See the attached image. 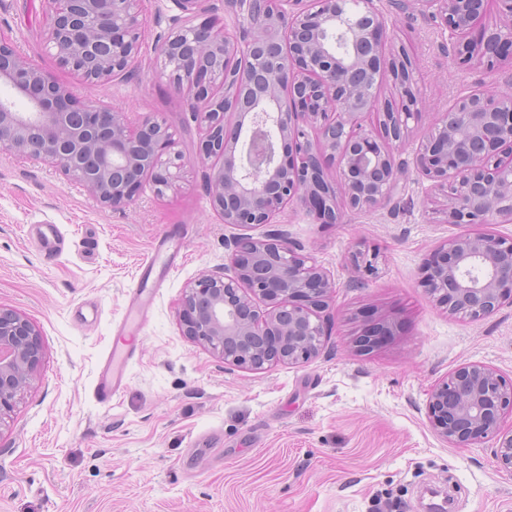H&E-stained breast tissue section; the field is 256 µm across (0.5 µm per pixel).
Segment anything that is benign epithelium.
I'll use <instances>...</instances> for the list:
<instances>
[{"label":"benign epithelium","mask_w":512,"mask_h":512,"mask_svg":"<svg viewBox=\"0 0 512 512\" xmlns=\"http://www.w3.org/2000/svg\"><path fill=\"white\" fill-rule=\"evenodd\" d=\"M46 46L59 64L88 81L106 80L138 54L143 0H47ZM239 0L249 32L239 40L202 21L164 39V69L187 89L193 119L204 129L196 159L207 173L212 208L226 224L259 228L297 204L316 224H341L349 212L375 209L394 197L401 169L393 144L421 120L409 98L414 72L397 80L402 108L388 112L380 76L393 56L374 0ZM440 16L451 53L462 64L494 71L512 67V0H496L508 23L470 36L488 0H416ZM0 85L26 109L0 97V149L59 166L103 205L130 204L153 178L158 194L181 177L185 159L170 126L147 113L136 132L127 113L82 101L0 36ZM234 116L230 123L227 116ZM417 169L446 191L445 222L512 221V93H474L433 114L415 155ZM354 265L377 270L378 254L358 252ZM436 306L472 320L512 304V236L462 235L440 246L421 273ZM334 283L301 255L288 235L234 242L224 271L204 274L185 290L184 332L224 358L261 370L315 357L328 335ZM268 305L263 316L255 301ZM364 330L386 336L396 318L363 316ZM41 356L32 324L0 307V414L13 408ZM512 413V379L483 364H465L431 390L427 418L448 444L463 448L497 438V466L512 473V433L499 435Z\"/></svg>","instance_id":"7a95c632"}]
</instances>
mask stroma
<instances>
[{"mask_svg": "<svg viewBox=\"0 0 512 512\" xmlns=\"http://www.w3.org/2000/svg\"><path fill=\"white\" fill-rule=\"evenodd\" d=\"M391 47L412 53L423 120L475 92H512L484 67L458 64L439 19L414 0H375ZM185 22L174 0H143L140 51L113 78L90 83L62 68L45 38V0H0V34L75 96L125 112H152L188 160L164 193L145 186L128 206L101 205L59 168L0 150V306L26 318L42 344L30 385L0 416V512H422L427 490L450 512H512V473L493 443L453 448L431 429L429 393L461 365L512 378V305L473 320L435 306L422 265L469 226L446 223L441 192L414 165L415 128L394 148L400 205L315 224L286 206L263 233L286 232L335 283L332 333L319 355L259 371L225 364L185 336L187 285L223 270L242 234L210 205L203 136L186 94L167 79L161 40ZM56 224L57 258L29 240ZM357 252L379 255L376 274ZM156 254L153 268L142 259ZM150 290L131 304L134 281ZM144 324L126 382L111 402L94 395L101 363L127 309ZM398 321L387 342L362 350L361 316Z\"/></svg>", "mask_w": 512, "mask_h": 512, "instance_id": "stroma-1", "label": "stroma"}]
</instances>
